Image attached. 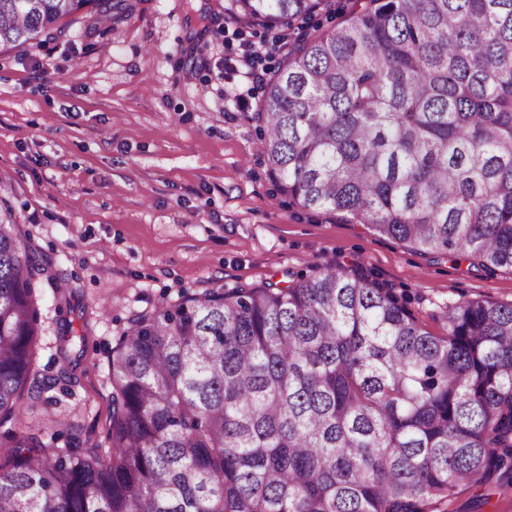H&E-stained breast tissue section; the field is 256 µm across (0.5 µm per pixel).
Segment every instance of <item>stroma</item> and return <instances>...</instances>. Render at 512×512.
Here are the masks:
<instances>
[{"label":"stroma","instance_id":"35a3bbf8","mask_svg":"<svg viewBox=\"0 0 512 512\" xmlns=\"http://www.w3.org/2000/svg\"><path fill=\"white\" fill-rule=\"evenodd\" d=\"M69 35L0 49V200L49 267L33 299L41 398L15 429L105 444L107 360L134 315L207 290L355 271L403 297L433 334L465 299L512 302V272L424 257L307 210L259 151L261 86L238 60L271 31L231 0H137L116 28L69 17ZM70 322L85 342L57 356Z\"/></svg>","mask_w":512,"mask_h":512}]
</instances>
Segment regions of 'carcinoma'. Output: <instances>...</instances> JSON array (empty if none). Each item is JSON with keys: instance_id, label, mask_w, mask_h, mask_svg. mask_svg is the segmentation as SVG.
Listing matches in <instances>:
<instances>
[{"instance_id": "cac0c4a2", "label": "carcinoma", "mask_w": 512, "mask_h": 512, "mask_svg": "<svg viewBox=\"0 0 512 512\" xmlns=\"http://www.w3.org/2000/svg\"><path fill=\"white\" fill-rule=\"evenodd\" d=\"M296 40L264 84L260 146L304 208L512 271V0H232ZM91 7L0 0V47L41 44ZM0 205V512H447L512 486V303L466 299L436 336L343 269L209 291L131 320L108 358V446L6 428L41 335L46 268ZM78 336L58 331L72 363Z\"/></svg>"}]
</instances>
